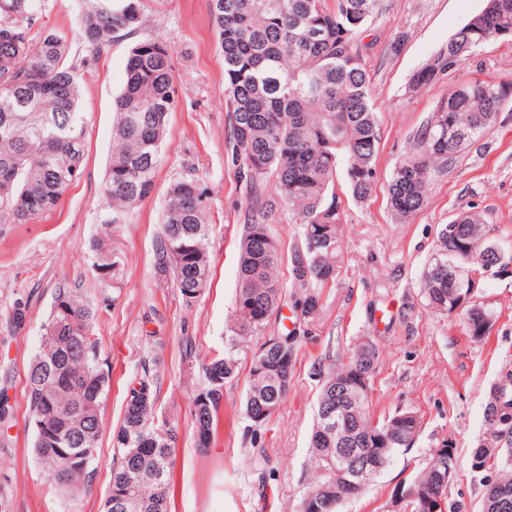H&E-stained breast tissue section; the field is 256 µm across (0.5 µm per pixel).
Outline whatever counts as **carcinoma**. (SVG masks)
Here are the masks:
<instances>
[{
    "instance_id": "1",
    "label": "carcinoma",
    "mask_w": 512,
    "mask_h": 512,
    "mask_svg": "<svg viewBox=\"0 0 512 512\" xmlns=\"http://www.w3.org/2000/svg\"><path fill=\"white\" fill-rule=\"evenodd\" d=\"M381 0H209V11L224 57V101L228 112V148L239 166L250 198L245 234L240 243L239 287L234 318L224 352L203 365L206 384L194 395L192 425L196 447L211 445L214 424L224 402V381L238 368L242 340L266 329L282 291L275 277L281 253L266 224L272 201L262 198L261 181L275 176L277 194L299 219L300 243L291 256V285L302 295V314L319 309L318 289L336 280L342 249L335 185L347 183L352 196L364 200L376 184L381 122L372 104L364 67L362 34L379 11ZM44 0H0V180H11L0 195V224H27L53 210L70 186L74 169L82 170L86 116L80 106V75L69 60V42L60 31L32 37ZM143 22L142 0H81L77 13L79 41L97 53L122 31L134 34ZM512 41V0H486L472 17L411 80L420 89L455 70L481 45L495 40L489 24ZM512 81L457 82L410 136V146L388 186V203L405 221L427 202L436 177L448 172L456 156L480 142L497 126L505 107L503 95ZM177 102L171 59L159 38L136 42L126 64V79L115 98L114 148L102 194V224L112 235L123 217L153 192L168 117ZM207 192L195 180L173 181L157 244L158 269L172 270L185 289L203 290L209 281L205 213ZM453 232L439 231V249L427 264L421 293L430 309L460 316L466 332L483 339L492 314L467 304L473 277L495 257L496 242L486 231L480 211L461 213ZM93 265L109 269L110 285L120 263L107 240L92 244ZM95 311L77 289L60 287L39 349L27 373L29 413L44 427L34 439L35 458L50 482L68 498L86 490L101 430V403L109 375L100 366L99 342L92 334ZM267 357L294 373L295 337ZM377 345L360 343L341 366L320 364L324 374L317 413L336 404L334 388L350 382L347 401L350 438L360 453L383 457V468L410 447L418 426L401 430L386 443L388 418L376 422L371 412L372 373L380 363ZM280 369L249 368L244 411L276 409L288 387L278 382ZM149 379L130 390L122 425L114 436L120 448L110 488L127 489L131 512H171L174 494L175 427L154 421L153 411L139 412L134 402ZM496 410L485 413L491 438L472 451L471 469L479 471L483 512H512V385L491 390ZM321 417L313 424L310 445L318 472L300 512H310L308 498L348 478L336 451L321 441ZM453 440L431 454L427 466L403 487L424 486L431 499L402 498L408 512H456L448 486L456 474Z\"/></svg>"
}]
</instances>
